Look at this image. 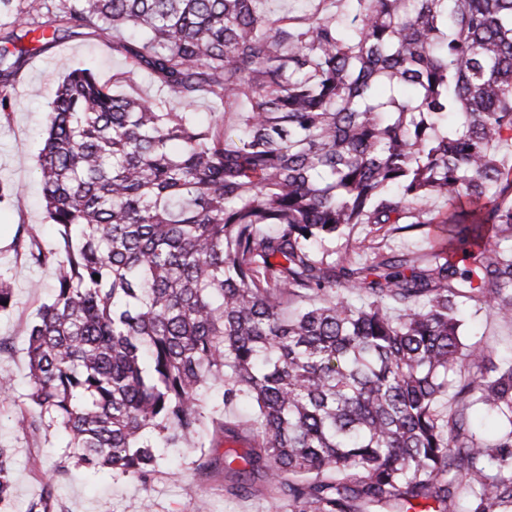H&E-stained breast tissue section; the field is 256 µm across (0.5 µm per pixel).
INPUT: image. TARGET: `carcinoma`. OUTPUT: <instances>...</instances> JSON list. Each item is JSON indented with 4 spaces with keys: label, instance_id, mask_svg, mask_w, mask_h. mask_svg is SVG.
I'll use <instances>...</instances> for the list:
<instances>
[{
    "label": "carcinoma",
    "instance_id": "1",
    "mask_svg": "<svg viewBox=\"0 0 512 512\" xmlns=\"http://www.w3.org/2000/svg\"><path fill=\"white\" fill-rule=\"evenodd\" d=\"M266 2L0 0L38 42L57 38L46 12L120 34L113 84L145 72L217 111H163L89 67L58 84L37 167L58 239L15 236L56 270L26 328L21 433L146 482L210 424L247 442L244 468L224 462L235 493L286 512H512V361L463 337L471 302L512 321V0ZM10 42L3 88L28 54ZM433 197L461 206L437 221ZM435 222L446 245L411 258L331 247L360 224ZM13 303L0 273V312ZM244 400L248 427L224 415ZM66 474L25 512H58ZM12 494L0 448V510Z\"/></svg>",
    "mask_w": 512,
    "mask_h": 512
}]
</instances>
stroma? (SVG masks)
<instances>
[{
  "mask_svg": "<svg viewBox=\"0 0 512 512\" xmlns=\"http://www.w3.org/2000/svg\"><path fill=\"white\" fill-rule=\"evenodd\" d=\"M11 34L20 37L29 54L6 88L10 115L0 120V184L18 192L10 204H0V273L14 288L13 307L0 314V339L8 344L0 351V376L12 380L9 395H0V447L13 452L12 512H25L28 500L61 460L64 443L54 432L26 436L17 429L18 420L34 410L27 397L29 368L23 330L49 301L55 270L30 264L15 252L14 238L18 227L26 226L33 228L43 243L56 239V229L46 219L36 167L51 95L58 82L71 67L85 64L108 84L124 65L112 50L111 35L93 27L62 34L47 44L27 36L24 28L0 27V37ZM465 334L467 341L481 342L493 359L512 353V323L486 312L470 314ZM201 454V449L193 447L172 450L168 461L145 483L109 473L90 475L70 465L58 490L61 512H196L202 499L209 512H274L269 499L230 495L223 472L197 476L195 467Z\"/></svg>",
  "mask_w": 512,
  "mask_h": 512,
  "instance_id": "stroma-1",
  "label": "stroma"
}]
</instances>
